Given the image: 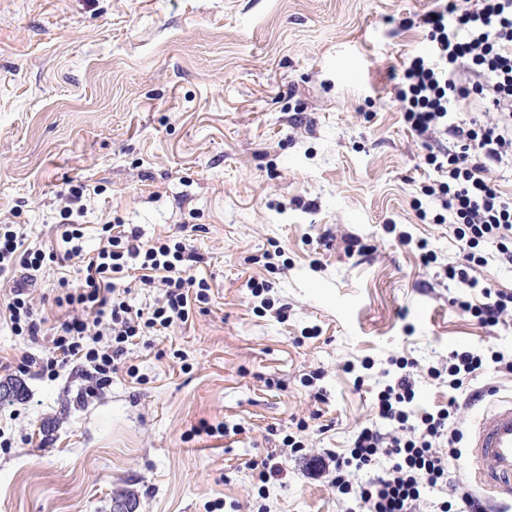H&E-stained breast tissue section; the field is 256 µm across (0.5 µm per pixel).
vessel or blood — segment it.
<instances>
[{
    "label": "vessel or blood",
    "mask_w": 512,
    "mask_h": 512,
    "mask_svg": "<svg viewBox=\"0 0 512 512\" xmlns=\"http://www.w3.org/2000/svg\"><path fill=\"white\" fill-rule=\"evenodd\" d=\"M467 460L491 499L512 501V399L486 411L470 429Z\"/></svg>",
    "instance_id": "vessel-or-blood-1"
}]
</instances>
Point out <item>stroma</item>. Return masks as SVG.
<instances>
[{"label": "stroma", "instance_id": "obj_1", "mask_svg": "<svg viewBox=\"0 0 512 512\" xmlns=\"http://www.w3.org/2000/svg\"><path fill=\"white\" fill-rule=\"evenodd\" d=\"M433 5L0 0V224L63 251L59 211L81 182L86 250L109 218L149 241L190 224L191 272L211 285L174 335L130 347L139 382L121 371L96 394L69 367L10 374L48 344L0 323V387L23 388L0 401V512H112L125 490L138 512H347L354 500L308 458L349 454L387 357L424 369L463 346L512 352V322L457 307L469 291L443 268L459 248L419 218L433 173L393 71L429 53L402 21ZM347 233L370 251L347 255ZM277 249L282 271L264 258ZM251 277L270 282L268 305ZM470 389L484 394L472 422L512 398V375L480 371ZM302 420L297 456L286 442ZM269 456L282 471L263 482L246 462Z\"/></svg>", "mask_w": 512, "mask_h": 512}]
</instances>
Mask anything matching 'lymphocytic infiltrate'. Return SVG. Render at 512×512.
Wrapping results in <instances>:
<instances>
[{
  "instance_id": "lymphocytic-infiltrate-1",
  "label": "lymphocytic infiltrate",
  "mask_w": 512,
  "mask_h": 512,
  "mask_svg": "<svg viewBox=\"0 0 512 512\" xmlns=\"http://www.w3.org/2000/svg\"><path fill=\"white\" fill-rule=\"evenodd\" d=\"M433 47L431 57L412 56L402 66L395 87L404 121L427 151L426 159L439 178L426 186L448 214L449 227L462 260L445 267L448 280L478 291V302L460 301V308L483 325L495 327L512 320V293L472 276L474 267L496 263L512 268V200L503 197L494 173L512 160V0H478L476 7L442 0L422 17ZM488 99L486 120L459 116L471 95ZM85 188L69 190L61 212L62 240L69 257H83L81 219ZM104 243L83 257L78 284L59 279L61 295L54 299L61 315L42 330L30 285L33 274L54 253L29 248L10 225H0V289L7 302L0 308L18 336L48 338V353L36 359L21 355L13 367L21 374L37 370L56 375L77 364L93 388L111 385L113 374L130 347L151 344L189 318L192 303H206V278L188 274L186 264L196 254L185 237L173 235L161 244L141 242L124 225L105 223ZM143 285L162 289L161 301L149 309H132L119 280L130 271ZM385 379L368 418L357 429L349 456L313 458L314 467L333 469L331 484L340 494L354 496L366 512H427L431 496H439V512H487L485 499L461 486L448 467L459 455L463 417L472 374L493 366L512 374V356L494 348L478 353L454 352L447 369L428 368L431 380L447 379L452 391L448 405L436 412L415 414L412 361L388 358ZM448 449H441V442ZM368 472L367 482L355 483L351 473Z\"/></svg>"
}]
</instances>
